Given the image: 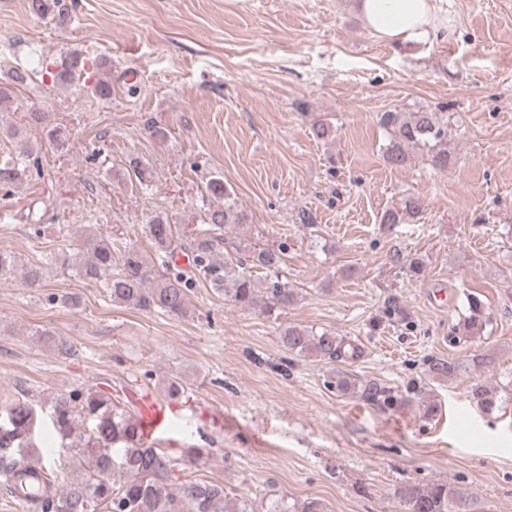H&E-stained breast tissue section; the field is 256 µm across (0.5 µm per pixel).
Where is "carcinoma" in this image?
Segmentation results:
<instances>
[{
  "instance_id": "cac0c4a2",
  "label": "carcinoma",
  "mask_w": 512,
  "mask_h": 512,
  "mask_svg": "<svg viewBox=\"0 0 512 512\" xmlns=\"http://www.w3.org/2000/svg\"><path fill=\"white\" fill-rule=\"evenodd\" d=\"M30 13L50 18L59 25L72 16L73 0H28ZM106 61L72 55L62 61L61 70L49 73L52 82L84 79L92 95L111 96L109 81L99 77ZM28 123L45 132L48 144L58 151L67 149L68 139L50 125L49 113L29 112ZM388 133L386 161L395 167L406 165L408 150L416 148L427 156L431 166L446 171L448 122L436 112H386L380 119ZM42 175L39 158L27 148L0 163V186H11L23 178ZM128 173L141 188L151 189L152 173L139 157L128 160ZM208 197L202 200L204 218L190 232L180 231L164 212H154L144 224L153 253L133 244L121 245L102 234L87 235L79 241L81 257L74 271L78 278L98 285L112 302L146 313H162L182 318L189 310L190 292L201 282L224 296V302L239 308H260L268 316L280 317L293 305L295 289L284 275V249L260 248L226 238V230L242 223L231 192L219 176L210 178ZM420 197L405 200L402 210L387 211L381 223L389 231L398 224L417 218L423 211ZM187 251L189 266L177 265L176 256ZM55 259L19 266L16 255L0 248V279L22 272L31 287L46 279L47 267ZM469 315L462 332L474 336L482 330L484 306L479 297L468 294ZM405 307L392 296L384 301L374 319L403 322ZM38 343L53 345L60 354L71 353V346L47 331L33 333ZM280 343L290 354L314 357L320 361L353 360L359 348L331 330L316 332L289 324L281 327ZM457 364L443 358L428 362L426 379L442 381L454 377ZM48 411L56 436L58 460L78 471L64 481L58 467L40 464L36 454L35 430L43 411ZM202 450L191 448L188 456L177 457L138 435L134 417L117 407L112 395L97 388L74 390L55 397L47 407L26 398L14 399L0 407V488L8 495L23 486L36 495L24 502L35 512H254L245 500L230 498L224 485L196 478L181 479L186 458H200ZM393 496L401 512H481L476 496L447 481L407 482L395 488ZM265 512H328L316 498L288 502L284 496L269 499Z\"/></svg>"
}]
</instances>
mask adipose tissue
<instances>
[{"instance_id":"1","label":"adipose tissue","mask_w":512,"mask_h":512,"mask_svg":"<svg viewBox=\"0 0 512 512\" xmlns=\"http://www.w3.org/2000/svg\"><path fill=\"white\" fill-rule=\"evenodd\" d=\"M364 25L393 47H417L447 32L435 0H352Z\"/></svg>"}]
</instances>
